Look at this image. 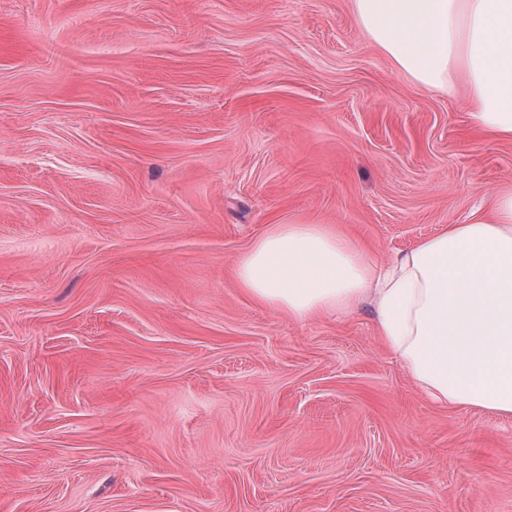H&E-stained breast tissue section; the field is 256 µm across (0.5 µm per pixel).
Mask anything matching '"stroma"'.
Wrapping results in <instances>:
<instances>
[{"label":"stroma","instance_id":"35a3bbf8","mask_svg":"<svg viewBox=\"0 0 512 512\" xmlns=\"http://www.w3.org/2000/svg\"><path fill=\"white\" fill-rule=\"evenodd\" d=\"M468 112L352 0H0V512H512V416L233 275L272 224L468 223L512 187Z\"/></svg>","mask_w":512,"mask_h":512}]
</instances>
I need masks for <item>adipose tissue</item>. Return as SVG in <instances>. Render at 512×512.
I'll use <instances>...</instances> for the list:
<instances>
[{
	"label": "adipose tissue",
	"instance_id": "adipose-tissue-1",
	"mask_svg": "<svg viewBox=\"0 0 512 512\" xmlns=\"http://www.w3.org/2000/svg\"><path fill=\"white\" fill-rule=\"evenodd\" d=\"M358 23L419 86L469 89L471 126L512 140V0H353ZM239 288L297 319L369 302L377 333L433 402L512 416V189L388 263L336 225L273 224Z\"/></svg>",
	"mask_w": 512,
	"mask_h": 512
}]
</instances>
